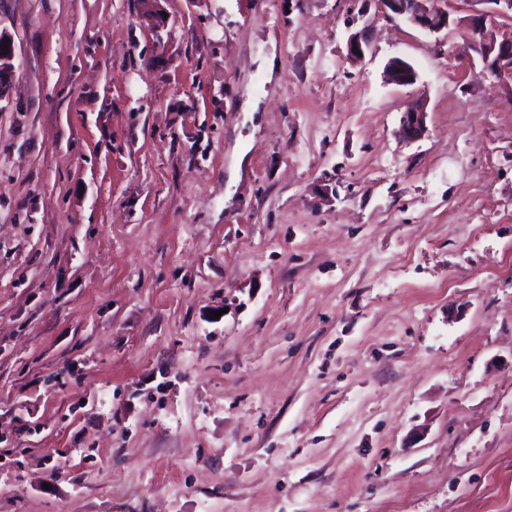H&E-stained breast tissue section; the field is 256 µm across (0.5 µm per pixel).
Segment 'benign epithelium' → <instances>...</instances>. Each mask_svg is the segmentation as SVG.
<instances>
[{
	"label": "benign epithelium",
	"mask_w": 512,
	"mask_h": 512,
	"mask_svg": "<svg viewBox=\"0 0 512 512\" xmlns=\"http://www.w3.org/2000/svg\"><path fill=\"white\" fill-rule=\"evenodd\" d=\"M483 4L467 16L455 17L448 12L443 0H381L387 15L400 17L409 24L430 34L439 33L450 26L465 32L466 48L481 59L483 68L500 80H512V55L504 46L512 41V28L498 22L500 18L512 17V0H471ZM8 33L0 30V98L3 97L13 73L14 50L12 41H4ZM7 44L4 49L1 44ZM368 48V39L362 32L353 33L347 40L348 56L358 59ZM389 78L399 86L416 82L417 73L413 66L401 58H393L387 65ZM424 103L416 101L403 113L401 134L408 141L420 139L426 128Z\"/></svg>",
	"instance_id": "obj_1"
}]
</instances>
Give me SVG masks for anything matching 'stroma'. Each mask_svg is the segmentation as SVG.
<instances>
[{
  "instance_id": "obj_1",
  "label": "stroma",
  "mask_w": 512,
  "mask_h": 512,
  "mask_svg": "<svg viewBox=\"0 0 512 512\" xmlns=\"http://www.w3.org/2000/svg\"><path fill=\"white\" fill-rule=\"evenodd\" d=\"M1 28L0 512H512V91L461 30L377 0ZM4 38H7L8 49L1 47ZM14 50L11 38L6 31L0 30V98L3 97V93L9 83L13 73ZM2 92V93H1ZM389 78L399 86H409L416 82L417 73L413 66L401 58H393L387 65ZM427 112L423 102L412 103L403 113L401 120V134L408 141L420 139L426 128Z\"/></svg>"
}]
</instances>
